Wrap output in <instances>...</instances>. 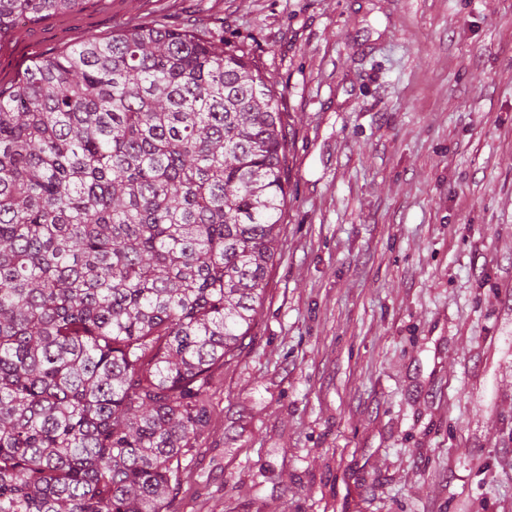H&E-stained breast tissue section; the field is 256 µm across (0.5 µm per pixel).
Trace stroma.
<instances>
[{
    "label": "stroma",
    "instance_id": "35a3bbf8",
    "mask_svg": "<svg viewBox=\"0 0 512 512\" xmlns=\"http://www.w3.org/2000/svg\"><path fill=\"white\" fill-rule=\"evenodd\" d=\"M160 23L257 57L290 114L263 311L170 512H512V0H83L0 86Z\"/></svg>",
    "mask_w": 512,
    "mask_h": 512
}]
</instances>
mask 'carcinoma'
<instances>
[{"instance_id": "cac0c4a2", "label": "carcinoma", "mask_w": 512, "mask_h": 512, "mask_svg": "<svg viewBox=\"0 0 512 512\" xmlns=\"http://www.w3.org/2000/svg\"><path fill=\"white\" fill-rule=\"evenodd\" d=\"M82 0H0V33ZM258 61L141 25L0 88V512H168L286 204Z\"/></svg>"}]
</instances>
